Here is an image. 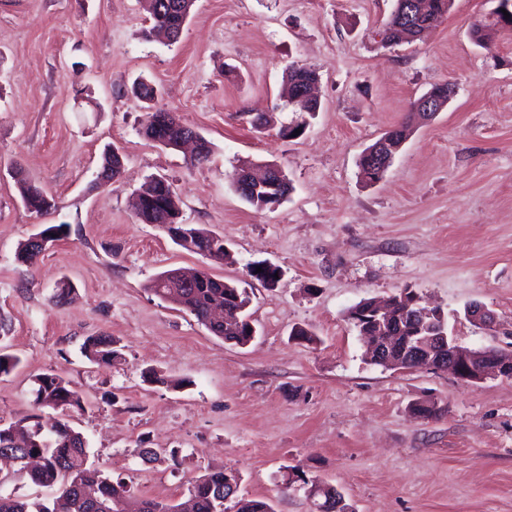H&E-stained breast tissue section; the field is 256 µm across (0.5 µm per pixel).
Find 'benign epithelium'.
<instances>
[{"label":"benign epithelium","mask_w":512,"mask_h":512,"mask_svg":"<svg viewBox=\"0 0 512 512\" xmlns=\"http://www.w3.org/2000/svg\"><path fill=\"white\" fill-rule=\"evenodd\" d=\"M423 0H394L396 14L401 16L404 25L392 30H386L382 38L386 41L394 40L399 36H418L415 29L406 24L414 11L424 10ZM316 78L309 77L297 84L288 85V95L291 103L299 105L305 111L311 110L315 105L312 96V87ZM441 91H428L412 105V111L428 120L445 108L441 104ZM152 129L155 135L152 140L170 149H177L191 142L194 145V154L205 152L206 144L201 135L192 127L183 124L175 115L168 111L154 113L151 118ZM403 142L386 137L365 152L370 173L383 176L391 165L395 154ZM281 178L280 170L275 167H264L259 173L249 166L236 175L238 191L248 197L264 194L268 184ZM182 211L175 201L164 204L162 209L161 228L170 236L178 240L189 252H197L208 258H214L207 250L196 246L198 239L195 233L188 230V225L181 222ZM213 324H228L234 322L249 324L250 336H255L256 329L251 319L232 320L224 315V307L215 306L210 312ZM468 317L474 325L481 329L494 327V314L484 307H474L468 312ZM408 320L418 327L414 336H401L395 329L399 320ZM349 321L361 330L362 335L369 340L366 351L368 359L378 360L389 369L409 370L420 367L430 369L438 367L448 368L461 382L467 384L480 383L493 373L500 377L512 378V355L506 356L496 349L488 346L480 349H468L461 346L455 337L445 331L443 315L436 311L424 308L418 300H403L401 302L392 298L386 304L377 302L354 311Z\"/></svg>","instance_id":"7a95c632"}]
</instances>
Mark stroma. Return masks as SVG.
<instances>
[{
    "mask_svg": "<svg viewBox=\"0 0 512 512\" xmlns=\"http://www.w3.org/2000/svg\"><path fill=\"white\" fill-rule=\"evenodd\" d=\"M495 6L453 0L421 38L389 43L393 0H195L168 45L144 38L139 0H0V351L18 359L0 375V422L59 419L34 404L35 378L56 373L82 395L69 421L95 468L138 498L179 503L192 480L224 468L238 472L239 496L312 512L283 483L294 466L354 512H512V379L371 364L345 318L410 289L461 345L512 351V35L486 47L469 36ZM291 66L317 72V111L283 97ZM140 79L157 99L134 93ZM439 84L454 89L447 106L366 181L363 150ZM156 107L211 142L208 161L140 134ZM295 125L301 135L283 136ZM108 144L124 168L99 189ZM244 162L277 164L288 198L272 210L241 199L232 173ZM14 168L54 212L24 208ZM155 176L172 182L183 222L223 237L231 260L139 220L135 196ZM58 224L35 265L17 261L20 243ZM260 262L282 277L251 281L256 335L244 347L149 289L173 269L250 281ZM474 304L494 328L470 322ZM298 327L313 342L295 339ZM100 335L119 362L85 358L84 341ZM418 403L439 415L414 414ZM154 449L178 456L156 460Z\"/></svg>",
    "mask_w": 512,
    "mask_h": 512,
    "instance_id": "stroma-1",
    "label": "stroma"
}]
</instances>
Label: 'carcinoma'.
I'll return each mask as SVG.
<instances>
[{"label": "carcinoma", "instance_id": "carcinoma-1", "mask_svg": "<svg viewBox=\"0 0 512 512\" xmlns=\"http://www.w3.org/2000/svg\"><path fill=\"white\" fill-rule=\"evenodd\" d=\"M149 27L144 34L148 38L162 35L169 24L168 7L165 0H147L144 4ZM448 13V0H428L427 8L416 19L417 27L425 30L434 26ZM471 31L477 44L487 46L499 33L512 32L496 28V22H475ZM20 199L30 197L35 212L48 214L56 208V202L45 204L42 190L30 183L23 175L15 178ZM189 229L199 233L200 244L216 247L217 258H224V239L211 235V231L190 225ZM169 272L158 274L150 284V291L164 300L168 297L177 304H185L184 310L194 316L198 323L207 325L210 310L214 306L224 307V313L233 317L247 306V289L226 288L224 284L209 278L198 288L174 296L165 277ZM83 354L91 362L110 364L119 355L110 336H90L83 344ZM35 405L67 412L82 409L81 395L70 387L63 377L46 373L36 378ZM0 453L14 457L17 468L12 479L42 487L59 486L58 495L48 502L30 501L0 489V512H274L266 499L240 498L232 492L229 481H237V475L224 468L213 469L195 480L189 488L188 500L181 504L163 500L142 499L131 507L133 493L122 478L95 476L89 480L87 467L89 454L87 441L82 433L74 430L66 420H60L47 428L36 414L22 417L8 425L0 424ZM39 455L44 463L38 468L28 467L26 458ZM230 498V506L224 499Z\"/></svg>", "mask_w": 512, "mask_h": 512}]
</instances>
